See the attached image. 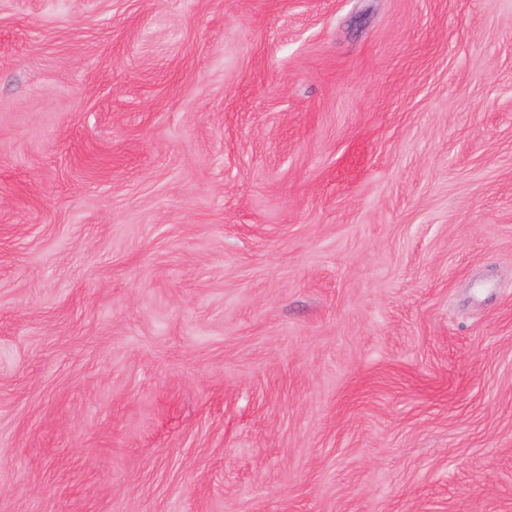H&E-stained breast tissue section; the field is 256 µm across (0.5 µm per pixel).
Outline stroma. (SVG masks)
Listing matches in <instances>:
<instances>
[{
	"label": "stroma",
	"instance_id": "obj_1",
	"mask_svg": "<svg viewBox=\"0 0 512 512\" xmlns=\"http://www.w3.org/2000/svg\"><path fill=\"white\" fill-rule=\"evenodd\" d=\"M0 512H512V0H0Z\"/></svg>",
	"mask_w": 512,
	"mask_h": 512
}]
</instances>
